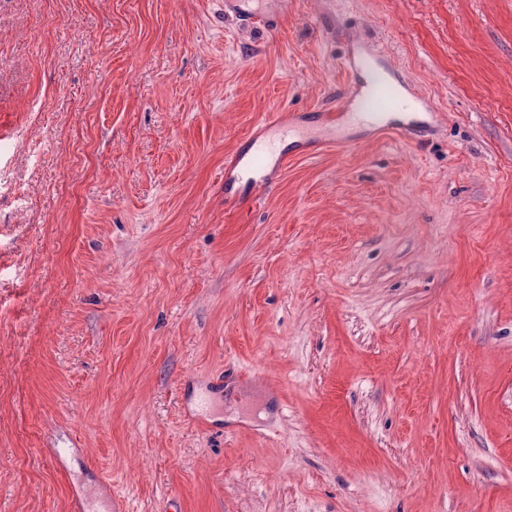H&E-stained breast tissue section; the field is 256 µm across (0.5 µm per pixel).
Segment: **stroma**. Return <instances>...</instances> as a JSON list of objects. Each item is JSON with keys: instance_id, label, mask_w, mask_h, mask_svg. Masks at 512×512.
I'll use <instances>...</instances> for the list:
<instances>
[{"instance_id": "obj_1", "label": "stroma", "mask_w": 512, "mask_h": 512, "mask_svg": "<svg viewBox=\"0 0 512 512\" xmlns=\"http://www.w3.org/2000/svg\"><path fill=\"white\" fill-rule=\"evenodd\" d=\"M264 7L0 0V512H512V0ZM355 35L415 138L319 145ZM253 0H224V13H232L236 17H241L246 23H257L263 28H273L277 26L278 17L275 14L261 13L254 10H247L243 6ZM253 152L248 156L240 158L235 155L224 167V198L231 180L249 181L253 188L267 185L269 171L276 167L280 169L283 164V157L278 154L277 142L270 138L253 137ZM276 157L274 165L271 161Z\"/></svg>"}]
</instances>
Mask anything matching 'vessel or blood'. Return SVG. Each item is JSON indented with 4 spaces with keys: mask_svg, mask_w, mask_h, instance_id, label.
<instances>
[{
    "mask_svg": "<svg viewBox=\"0 0 512 512\" xmlns=\"http://www.w3.org/2000/svg\"><path fill=\"white\" fill-rule=\"evenodd\" d=\"M246 0H224L225 12L241 17L248 23H256L263 28L277 25L274 14L246 9ZM349 74H361L362 84L353 88L344 108L347 117L353 121L376 127L392 136L407 137V128L395 125L390 115L395 111H407L419 104V97H409L391 83L376 64L374 53L348 54L343 61ZM278 154L275 140L265 137L255 138L253 151L245 157H233L224 167L225 180H247L253 186L266 185L271 162Z\"/></svg>",
    "mask_w": 512,
    "mask_h": 512,
    "instance_id": "1",
    "label": "vessel or blood"
}]
</instances>
